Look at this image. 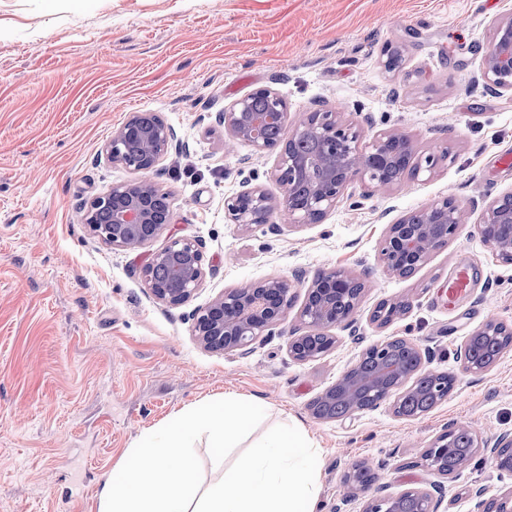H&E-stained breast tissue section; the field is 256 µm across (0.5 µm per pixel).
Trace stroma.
<instances>
[{
    "label": "stroma",
    "mask_w": 512,
    "mask_h": 512,
    "mask_svg": "<svg viewBox=\"0 0 512 512\" xmlns=\"http://www.w3.org/2000/svg\"><path fill=\"white\" fill-rule=\"evenodd\" d=\"M512 0H0V512H99L106 477L143 435L193 404L232 392L265 410L250 433L300 425L322 449L317 512H362L365 501L441 485L443 512H472V488L496 496L512 475L472 463L450 476L419 458L443 426L471 424L482 438L512 431V349L487 371L462 372L456 351L489 319L512 324V265L478 230L486 202L512 192V97L480 73L495 23ZM403 61L385 69L383 49ZM261 87L276 90L296 124L316 102L370 118L361 146L385 130L420 151L447 149L433 173L367 194L351 184L317 224L246 229L225 198L283 189L274 158L231 141L219 112ZM152 112L184 143L154 182L175 199L172 235L203 240L207 274L189 304L156 301L141 270L168 242L135 251L89 236L77 204L135 172L106 151L131 113ZM446 196L467 214L457 238L416 274L383 271L389 224ZM171 235V236H172ZM474 284L449 305L441 290L458 264ZM297 270L369 275L356 329H335L324 358L298 363L278 333L245 357L204 350L190 314L225 289ZM411 311L385 327L383 300ZM406 337L453 371L447 400L415 418L390 404L342 420L315 418L311 401L370 344ZM372 459L376 480L343 476Z\"/></svg>",
    "instance_id": "stroma-1"
}]
</instances>
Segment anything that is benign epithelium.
I'll use <instances>...</instances> for the list:
<instances>
[{"label": "benign epithelium", "instance_id": "benign-epithelium-1", "mask_svg": "<svg viewBox=\"0 0 512 512\" xmlns=\"http://www.w3.org/2000/svg\"><path fill=\"white\" fill-rule=\"evenodd\" d=\"M493 50L482 63L485 85L498 95L512 96V17L499 21L492 38ZM142 114H134L112 134L107 151L112 162L145 176L154 174L165 156L182 147L177 131L157 119L141 122ZM288 112L284 99L270 88H259L234 102L220 120L233 140L250 143L260 153L275 155L273 177L283 186L282 198L271 197L262 187L254 186L224 200L229 221L241 227L278 225L270 223L273 214H280L294 224H317L336 206L348 186L359 181L373 193L391 182L381 179L384 166L401 163L402 174L417 177L432 173L440 157L447 154H421L413 137L404 132L384 131L375 135L364 150H358L364 128L343 117L338 108L323 102L306 113L291 135L278 141L265 137L270 127L284 128ZM155 184L147 179L114 184L106 191L77 205L81 223L89 233L112 246L135 250L161 236L172 223L174 202L167 212L160 211L154 199ZM421 220L411 212L388 225L379 247L378 262L390 274L401 278L414 275L433 253L448 244L464 224L462 207L445 197L425 209ZM479 233L498 259L512 265V193L492 199L484 207ZM206 274L205 245L199 239L168 237V244L153 254L142 269V276L151 294L170 308H180L199 290ZM372 281L369 277L323 270L311 280L301 272L290 278H273L224 290V293L192 314L193 332L207 350L250 354L254 345L274 335L283 325L297 300V289H305L304 301L296 313L295 325L289 331L288 354L299 362L315 361L332 351L337 338L335 328L355 329V316ZM500 323L486 321L461 346L458 358L469 365L468 372L478 373L485 366L474 359V343L481 336L495 333ZM395 339L367 346L363 353L373 352L380 363L371 378L352 366L334 384L315 397L310 409H318L336 400L346 403V411L337 416L344 419L356 413L373 410L383 401L392 400L393 412L399 417H418L427 410L410 411L408 399L417 396L421 381L432 374L426 369L431 352L409 339L416 365L402 369L391 359ZM466 435L472 441L469 459L483 453V460L501 473H512V433H503L493 440L478 438L472 427L453 421L429 442L426 450L448 455V439ZM373 469L368 460L352 463L344 473V481L358 484L356 475ZM442 487L411 488L369 501L362 512H400V503L411 497L426 504L424 512H437L442 502ZM473 512H512V490L496 498L475 492Z\"/></svg>", "mask_w": 512, "mask_h": 512}]
</instances>
